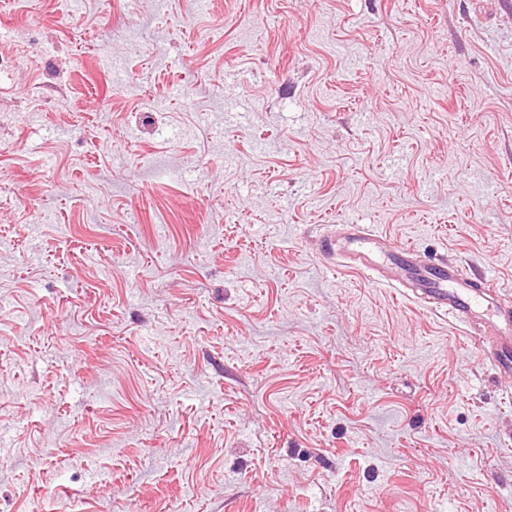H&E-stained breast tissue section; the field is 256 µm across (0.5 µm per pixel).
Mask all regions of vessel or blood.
<instances>
[{
    "instance_id": "vessel-or-blood-1",
    "label": "vessel or blood",
    "mask_w": 512,
    "mask_h": 512,
    "mask_svg": "<svg viewBox=\"0 0 512 512\" xmlns=\"http://www.w3.org/2000/svg\"><path fill=\"white\" fill-rule=\"evenodd\" d=\"M343 231L347 267L370 279L377 268L387 269L392 282L407 288L428 310L470 322L487 343L497 370L512 373V313L497 306L498 290L489 278H466L449 260L419 263L414 248L383 243L363 224L344 225Z\"/></svg>"
}]
</instances>
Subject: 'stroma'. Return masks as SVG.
Returning a JSON list of instances; mask_svg holds the SVG:
<instances>
[{"mask_svg": "<svg viewBox=\"0 0 512 512\" xmlns=\"http://www.w3.org/2000/svg\"><path fill=\"white\" fill-rule=\"evenodd\" d=\"M0 512H512V379L326 258L512 305L502 0H8ZM337 226L344 231L336 242H343L347 267L382 284L375 276L376 266L381 265L391 273L388 281L407 288L406 293L428 310L471 322V328L484 336L493 365L500 372L512 374V314L497 306L494 299L498 289L489 278L477 282L466 278L458 264L449 260L421 264L414 248L392 242L381 245L382 237L364 224Z\"/></svg>", "mask_w": 512, "mask_h": 512, "instance_id": "35a3bbf8", "label": "stroma"}]
</instances>
